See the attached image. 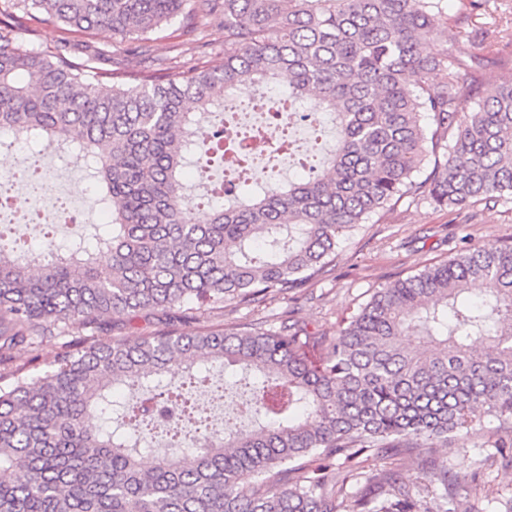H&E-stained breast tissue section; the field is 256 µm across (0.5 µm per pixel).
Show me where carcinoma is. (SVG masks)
I'll list each match as a JSON object with an SVG mask.
<instances>
[{
	"instance_id": "1",
	"label": "carcinoma",
	"mask_w": 512,
	"mask_h": 512,
	"mask_svg": "<svg viewBox=\"0 0 512 512\" xmlns=\"http://www.w3.org/2000/svg\"><path fill=\"white\" fill-rule=\"evenodd\" d=\"M5 0L66 33L108 26L143 66L103 71L69 40L22 50L0 34V130L75 150L92 168L111 232L98 264L79 245L48 260L0 241V512H339L347 478L333 461L461 439L512 418V242L471 244L378 288L322 339L279 330L164 326L101 343L111 315L248 307L326 273L340 237L412 198L455 210L512 195V80L439 45L443 0ZM224 13V61L184 70L153 56L152 36ZM288 80L289 107L316 94L336 140L314 139L319 169L269 183L195 221L181 174L224 162V131L199 137L194 112L224 110L233 89ZM479 109L470 110L474 99ZM453 145H448V142ZM451 149L440 155V150ZM432 167L416 180L427 160ZM481 286V301L471 299ZM70 337L38 376L14 354ZM239 370L250 397L230 436L195 412L187 384ZM138 391L122 425L180 435L147 471L138 442L93 422L113 392ZM322 462L311 474L310 463ZM419 479L448 500V468ZM354 512L423 506L397 474L370 477Z\"/></svg>"
}]
</instances>
